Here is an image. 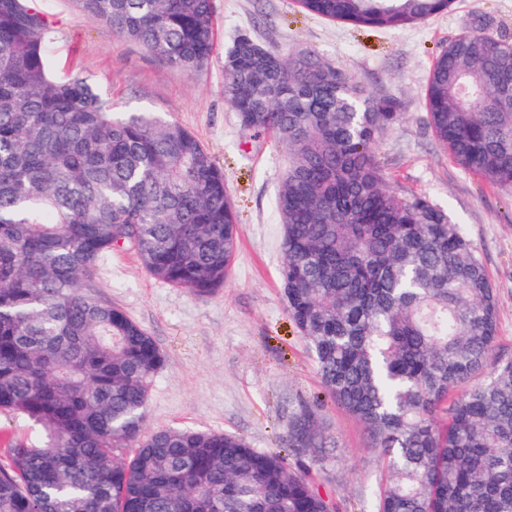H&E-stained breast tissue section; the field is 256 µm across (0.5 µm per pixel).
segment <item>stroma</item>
Instances as JSON below:
<instances>
[{"instance_id":"obj_1","label":"stroma","mask_w":512,"mask_h":512,"mask_svg":"<svg viewBox=\"0 0 512 512\" xmlns=\"http://www.w3.org/2000/svg\"><path fill=\"white\" fill-rule=\"evenodd\" d=\"M52 25L47 64L58 78L94 86L118 112H150L196 134L224 170L238 215L239 243L223 287L208 296L151 277L136 251L107 254L93 282L166 357L148 398L144 432L188 427L238 435L260 451L283 446L290 415L322 394L307 346L288 314L276 196L288 152L270 135L242 129L224 102V53L246 33L287 55L315 50L378 98L398 102L400 118L377 137L387 187L426 198L461 225L498 298L495 357H512V192L488 187L435 140L425 95L435 58L475 17L489 36L512 41V0H453L447 11L397 30L360 29L300 11L296 0H214V53L185 72L92 22L77 0H34ZM319 419L337 449L312 466L315 485L337 512H376L378 449L342 408Z\"/></svg>"}]
</instances>
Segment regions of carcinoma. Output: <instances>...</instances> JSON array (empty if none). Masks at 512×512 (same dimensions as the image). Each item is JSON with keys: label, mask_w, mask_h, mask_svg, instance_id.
<instances>
[{"label": "carcinoma", "mask_w": 512, "mask_h": 512, "mask_svg": "<svg viewBox=\"0 0 512 512\" xmlns=\"http://www.w3.org/2000/svg\"><path fill=\"white\" fill-rule=\"evenodd\" d=\"M307 14L400 28L451 0H298ZM84 14L187 72L214 48L213 0H78ZM47 17L0 0V413L31 423L0 466V512H332L288 464L336 444L294 415L286 451L223 432L140 439L165 355L92 291L101 259L131 246L153 277L198 296L224 285L238 217L224 171L186 128L120 115L88 83L48 69ZM240 35L224 100L244 130L288 150L276 206L288 314L326 396L380 450L378 512H512V358L491 361L498 302L463 228L385 185L371 150L397 118L313 50L288 56ZM512 42L480 21L436 58L437 141L486 185L512 190ZM485 380L450 393L479 373ZM120 448H132L127 461Z\"/></svg>", "instance_id": "cac0c4a2"}]
</instances>
